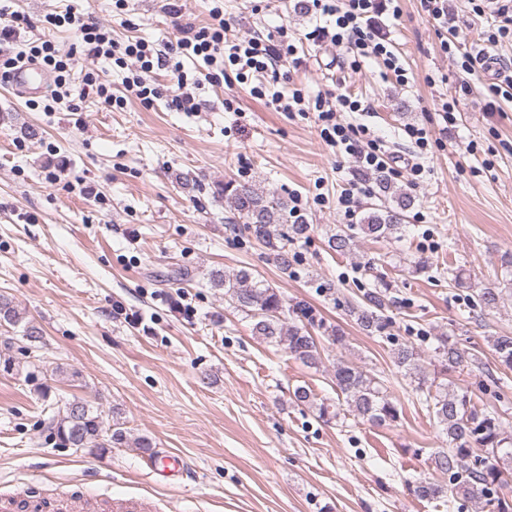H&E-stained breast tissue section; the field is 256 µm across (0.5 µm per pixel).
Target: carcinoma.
<instances>
[{
    "mask_svg": "<svg viewBox=\"0 0 512 512\" xmlns=\"http://www.w3.org/2000/svg\"><path fill=\"white\" fill-rule=\"evenodd\" d=\"M379 188L377 202L370 204L355 222L340 227L330 235L327 246L338 254L351 251L355 239L362 236L375 241L391 240L402 230L404 212L412 204L411 196L392 186L382 172L375 173ZM217 193L228 200L239 218L248 224L252 236L275 252L284 269L291 267L288 246L307 235L310 225L306 217L288 203L261 190L236 186L231 182L217 185ZM216 287L224 288V301L252 322L255 335L277 347H282L309 368H318L321 350L331 346H346L344 331L319 317L313 307L298 301L292 305L293 320L285 321L284 305L279 292L265 284L252 272L241 269L233 274L213 276ZM390 284L381 282L375 288H365L358 299L348 302V312L357 324L370 334L381 335L391 326L384 311L391 303ZM503 294L496 288H484L470 296L472 305L484 311L500 306ZM0 322L16 326L22 317L12 300L0 294ZM435 356L443 370L460 366L477 367V355L463 348L448 336H436ZM500 367L512 370V336L501 334L489 339ZM397 367L418 380L428 411L448 437V447L435 453L436 470L448 475V484L420 481L413 493L421 499H435L451 492L455 501L474 500L489 512H512V487L504 475L512 471V431L504 426L495 406H478L468 390L452 381L428 379L422 358L411 343H399L392 349ZM337 402L316 405L320 419H340L341 411L377 426L391 425L400 419L397 400L391 397L384 380L351 361L338 359L332 373ZM44 424L64 448H117L129 444L145 452L153 441L147 436L131 440L122 423H108L90 404L75 399L53 412Z\"/></svg>",
    "mask_w": 512,
    "mask_h": 512,
    "instance_id": "1",
    "label": "carcinoma"
}]
</instances>
